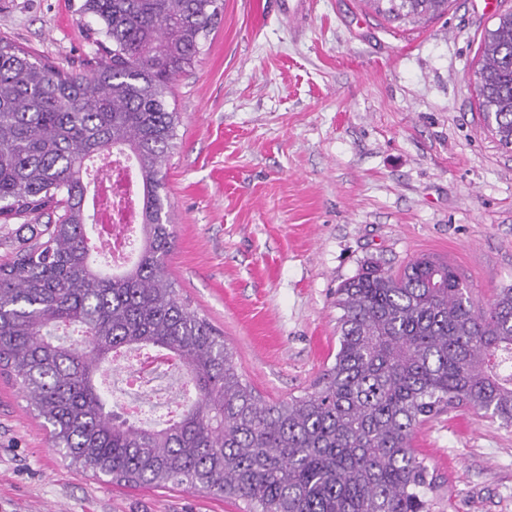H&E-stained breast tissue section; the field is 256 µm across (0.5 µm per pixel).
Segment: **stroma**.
Listing matches in <instances>:
<instances>
[{
  "label": "stroma",
  "mask_w": 512,
  "mask_h": 512,
  "mask_svg": "<svg viewBox=\"0 0 512 512\" xmlns=\"http://www.w3.org/2000/svg\"><path fill=\"white\" fill-rule=\"evenodd\" d=\"M83 0H0V39L75 72L101 57ZM219 0L164 167L168 273L223 331L267 402L313 386L338 349L336 289L367 261L397 271L448 260L487 304L512 285V148L479 109L484 37L512 0H452L447 15L390 22L365 0ZM140 418L166 417L179 386L150 385ZM412 445L435 480L430 512H512V428L457 408ZM178 488H130L50 447L0 374V512H241Z\"/></svg>",
  "instance_id": "35a3bbf8"
}]
</instances>
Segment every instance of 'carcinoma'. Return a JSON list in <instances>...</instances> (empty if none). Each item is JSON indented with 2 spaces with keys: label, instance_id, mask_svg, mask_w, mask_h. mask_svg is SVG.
I'll use <instances>...</instances> for the list:
<instances>
[{
  "label": "carcinoma",
  "instance_id": "1",
  "mask_svg": "<svg viewBox=\"0 0 512 512\" xmlns=\"http://www.w3.org/2000/svg\"><path fill=\"white\" fill-rule=\"evenodd\" d=\"M392 22L436 18L450 0H367ZM105 59L83 75L0 40V216L51 212L0 246V370L13 375L52 447L127 487H182L246 512H429L433 479L411 442L449 408L512 428V286L487 308L447 262L398 272L375 261L336 290L339 347L314 388L266 403L224 334L169 279L174 235L163 168L177 113L167 97L192 68L218 0H84ZM479 108L512 146V9L498 15L476 71ZM119 148L143 186L136 256L91 261L86 162ZM77 325L82 340L53 339ZM183 365L179 412L144 426L109 405L99 378L126 352Z\"/></svg>",
  "mask_w": 512,
  "mask_h": 512
}]
</instances>
